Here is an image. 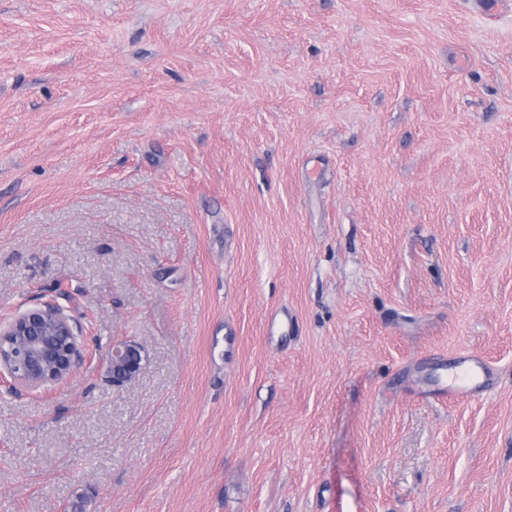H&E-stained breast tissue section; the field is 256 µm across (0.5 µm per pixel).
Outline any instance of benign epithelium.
I'll use <instances>...</instances> for the list:
<instances>
[{"label":"benign epithelium","mask_w":512,"mask_h":512,"mask_svg":"<svg viewBox=\"0 0 512 512\" xmlns=\"http://www.w3.org/2000/svg\"><path fill=\"white\" fill-rule=\"evenodd\" d=\"M83 358L79 334L62 309L46 305L0 327V374L38 388L62 380ZM112 382L131 381L140 369L141 347L122 342L109 357Z\"/></svg>","instance_id":"obj_1"}]
</instances>
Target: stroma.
<instances>
[{
    "instance_id": "stroma-1",
    "label": "stroma",
    "mask_w": 512,
    "mask_h": 512,
    "mask_svg": "<svg viewBox=\"0 0 512 512\" xmlns=\"http://www.w3.org/2000/svg\"><path fill=\"white\" fill-rule=\"evenodd\" d=\"M45 303L87 359L0 381V512H512V0H0V326ZM141 347L122 342L112 347L109 363L112 369V382L122 385L131 381L140 369ZM493 372L485 360L471 356L462 362L448 382V392L466 396H477L487 391Z\"/></svg>"
}]
</instances>
